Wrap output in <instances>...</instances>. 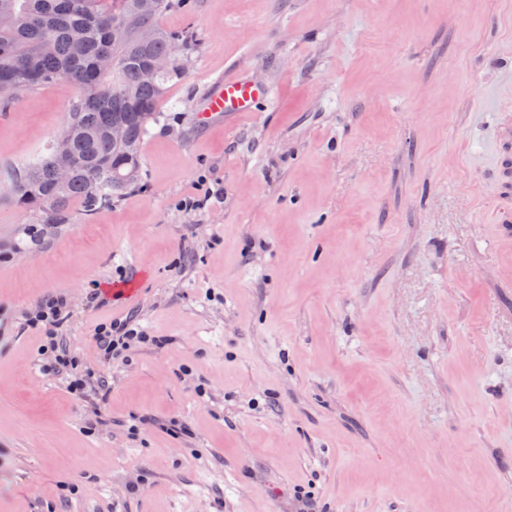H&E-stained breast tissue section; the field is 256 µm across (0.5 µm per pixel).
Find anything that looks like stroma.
Wrapping results in <instances>:
<instances>
[{
	"mask_svg": "<svg viewBox=\"0 0 512 512\" xmlns=\"http://www.w3.org/2000/svg\"><path fill=\"white\" fill-rule=\"evenodd\" d=\"M160 24L197 50L144 140L147 190L36 246L11 176L72 90L0 99V512H295L299 490L320 512H512V0H189ZM241 69L269 98L200 128ZM204 177L221 195L181 209ZM55 294L100 402L40 370L22 321ZM126 315L162 345L100 361L95 326Z\"/></svg>",
	"mask_w": 512,
	"mask_h": 512,
	"instance_id": "1",
	"label": "stroma"
}]
</instances>
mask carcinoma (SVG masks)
<instances>
[{
    "label": "carcinoma",
    "mask_w": 512,
    "mask_h": 512,
    "mask_svg": "<svg viewBox=\"0 0 512 512\" xmlns=\"http://www.w3.org/2000/svg\"><path fill=\"white\" fill-rule=\"evenodd\" d=\"M186 0H0V83L33 89L65 83L63 132L71 136L74 165L67 182L57 180L52 147L12 175L15 202L41 214L44 224H62L77 203L91 216L112 200L144 186L141 144L150 123L164 118L168 84L184 76L194 51L188 30L159 24L167 10ZM112 57L100 73L98 59ZM168 69L151 81L143 73L159 59ZM126 141L112 144V121Z\"/></svg>",
    "instance_id": "1"
}]
</instances>
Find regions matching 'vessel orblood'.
I'll list each match as a JSON object with an SVG mask.
<instances>
[{
	"label": "vessel or blood",
	"mask_w": 512,
	"mask_h": 512,
	"mask_svg": "<svg viewBox=\"0 0 512 512\" xmlns=\"http://www.w3.org/2000/svg\"><path fill=\"white\" fill-rule=\"evenodd\" d=\"M268 96V88L256 84L249 76L241 74L220 79L204 99L198 117L205 123L219 116L233 120L256 112Z\"/></svg>",
	"instance_id": "vessel-or-blood-1"
}]
</instances>
